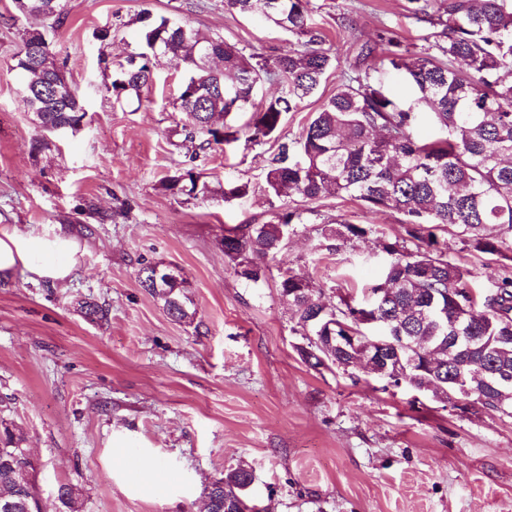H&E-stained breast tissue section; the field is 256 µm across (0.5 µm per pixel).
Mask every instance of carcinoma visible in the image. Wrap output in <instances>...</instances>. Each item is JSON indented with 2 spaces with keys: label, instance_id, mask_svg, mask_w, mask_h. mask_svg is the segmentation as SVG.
<instances>
[{
  "label": "carcinoma",
  "instance_id": "1",
  "mask_svg": "<svg viewBox=\"0 0 512 512\" xmlns=\"http://www.w3.org/2000/svg\"><path fill=\"white\" fill-rule=\"evenodd\" d=\"M18 12L35 15L61 27L67 17L63 0H13ZM418 21L440 27L434 41L421 52L403 50L391 36H379L381 48L363 51L371 59L364 72L342 83L336 93L313 113L300 136L277 137L286 113L293 112L319 88L336 62L322 48L323 38L309 23L311 0H225L231 11L259 14L297 37V45L269 61L245 55L221 37L201 34L166 18L140 17L144 51L130 59L112 81L120 99L138 93L153 77L152 46L181 57L191 68L179 101L185 115L180 135L191 144L189 164L167 176L161 188L173 195L205 200L215 189L203 179L196 161L200 152L240 139L260 144L274 139L277 153L265 175L267 193L297 196L303 201L328 197L362 202L372 211L395 210L404 217L407 238L381 243L390 260L380 278L369 285V304L339 297L323 301V291L309 276L280 272L281 296L294 308L296 328L305 345L298 347L311 367H351L353 347L330 344L323 327L334 324L337 336L369 338V325L386 328L392 345L387 358L407 366L403 382H392L371 368L367 374L383 382V389L405 385L413 389L443 379L434 396L448 402L460 391L455 382L474 393L463 398L512 417V384L503 385L491 371L512 375V277H504L488 292L468 285L469 272L448 257V239L436 231L462 237L477 252L503 255L505 237H512V0H408ZM17 68L25 87L34 92L27 105L40 127L77 131L85 109L68 82L57 54L45 45L42 54L18 55ZM391 73L414 93L411 102L392 98L378 78ZM265 81L279 85V94L254 111L252 123L237 128L220 117L254 108V97ZM436 132L429 138L414 134L423 111ZM247 182H224V199L249 194ZM305 211L284 210L264 224H238L224 229V255L235 273L247 282L267 277L278 264L296 225L305 223ZM364 224L327 221L321 227L317 250L339 251L341 243L365 237ZM149 266L142 268L141 284L160 297L168 314L192 320L195 313L181 300L185 279L157 289L150 284ZM476 313L474 333L483 337L484 351L456 346L451 318L457 302ZM317 344H311V337ZM455 365L448 366V354ZM419 364L410 367L412 357ZM9 402L0 399V504L14 507L0 512H36L38 503L17 487L23 431L8 421ZM252 482L249 470L239 467L205 489V512H233L244 503ZM57 499L66 512H78V493L61 484Z\"/></svg>",
  "mask_w": 512,
  "mask_h": 512
}]
</instances>
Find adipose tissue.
I'll return each mask as SVG.
<instances>
[{"label":"adipose tissue","instance_id":"1","mask_svg":"<svg viewBox=\"0 0 512 512\" xmlns=\"http://www.w3.org/2000/svg\"><path fill=\"white\" fill-rule=\"evenodd\" d=\"M78 241L65 232L0 226V273L25 269L32 280L66 281L75 270Z\"/></svg>","mask_w":512,"mask_h":512}]
</instances>
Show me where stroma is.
Segmentation results:
<instances>
[{"label":"stroma","instance_id":"1","mask_svg":"<svg viewBox=\"0 0 512 512\" xmlns=\"http://www.w3.org/2000/svg\"><path fill=\"white\" fill-rule=\"evenodd\" d=\"M67 19L50 29L14 18L0 0V222L63 230L80 244L65 283L0 275V399L26 438L45 512L59 485L79 492L80 512H200L204 489L244 467L252 503L265 512H512V418L456 407L432 392L385 391L362 369L312 368L280 296L279 272L239 278L224 255V230L261 224L292 207L308 221L280 257L281 269L313 277L324 299L360 295L386 262L385 239L406 235L402 216L335 197L302 201L265 191L273 141L207 150L200 166L213 187L247 181L243 198L189 200L162 180L187 164L175 129L189 71L156 59L154 81L115 99L112 79L142 50L139 17L150 13L219 36L245 54L272 59L296 39L224 0H65ZM311 21L337 62L280 136H299L313 112L361 68V49L389 32L412 51L434 28L410 17L407 0H311ZM44 32L78 91L80 130L43 135L24 102L16 67L25 31ZM43 148H36V141ZM372 225L339 251H315L321 224ZM450 257L489 289L512 277V261L454 238ZM181 270L193 321L168 315L141 287L147 264ZM106 305L107 321L82 302ZM158 465L164 494L135 488L108 445Z\"/></svg>","mask_w":512,"mask_h":512}]
</instances>
